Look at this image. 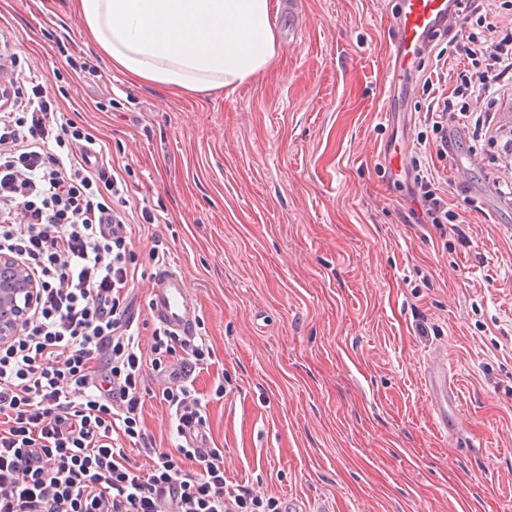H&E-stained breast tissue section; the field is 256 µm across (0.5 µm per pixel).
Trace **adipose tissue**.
Returning a JSON list of instances; mask_svg holds the SVG:
<instances>
[{
  "label": "adipose tissue",
  "instance_id": "1",
  "mask_svg": "<svg viewBox=\"0 0 512 512\" xmlns=\"http://www.w3.org/2000/svg\"><path fill=\"white\" fill-rule=\"evenodd\" d=\"M85 33L131 79L180 92L238 86L276 63L279 0H77Z\"/></svg>",
  "mask_w": 512,
  "mask_h": 512
}]
</instances>
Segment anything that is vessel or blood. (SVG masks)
<instances>
[{"mask_svg":"<svg viewBox=\"0 0 512 512\" xmlns=\"http://www.w3.org/2000/svg\"><path fill=\"white\" fill-rule=\"evenodd\" d=\"M458 18L448 8V0H397L393 18L395 36L390 51L397 69H405L416 56L424 53L431 35L456 27ZM149 312L152 319L176 336L196 333L197 315L188 300V288L180 270L167 264L157 265L150 289ZM426 392L435 419L448 428V407L456 403L458 391L448 375L447 362L431 361L424 374Z\"/></svg>","mask_w":512,"mask_h":512,"instance_id":"vessel-or-blood-1","label":"vessel or blood"}]
</instances>
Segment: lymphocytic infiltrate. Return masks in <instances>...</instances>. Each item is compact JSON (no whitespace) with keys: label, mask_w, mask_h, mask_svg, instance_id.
<instances>
[{"label":"lymphocytic infiltrate","mask_w":512,"mask_h":512,"mask_svg":"<svg viewBox=\"0 0 512 512\" xmlns=\"http://www.w3.org/2000/svg\"><path fill=\"white\" fill-rule=\"evenodd\" d=\"M449 3L461 20L476 16L486 26L411 64L427 88L447 81L449 56L482 66L427 110L434 137L416 143L405 185L412 215L439 227L454 216L442 189L443 171L456 163L449 128L468 118L489 134L486 101L512 91L504 82L512 35L496 20L497 0ZM92 141L28 84L10 32L0 29V254L38 285L19 336L0 344V512H282L278 498L227 485L222 449L184 443L169 451L144 432L147 369L179 350L200 365L211 350L158 326L143 353L133 328L132 227L122 212L128 185L107 160L91 158ZM161 396L176 435L205 427L207 405L192 382ZM131 444L149 458L147 470L133 463Z\"/></svg>","instance_id":"obj_1"}]
</instances>
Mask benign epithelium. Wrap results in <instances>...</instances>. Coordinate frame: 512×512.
<instances>
[{"label": "benign epithelium", "mask_w": 512, "mask_h": 512, "mask_svg": "<svg viewBox=\"0 0 512 512\" xmlns=\"http://www.w3.org/2000/svg\"><path fill=\"white\" fill-rule=\"evenodd\" d=\"M37 288L19 263L0 256V343L20 332L23 321L35 305Z\"/></svg>", "instance_id": "obj_1"}]
</instances>
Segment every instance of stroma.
<instances>
[{"mask_svg":"<svg viewBox=\"0 0 512 512\" xmlns=\"http://www.w3.org/2000/svg\"><path fill=\"white\" fill-rule=\"evenodd\" d=\"M395 2L280 0L276 67L204 94L131 84L73 0H0V28L125 170L142 348L153 250L186 278L215 352L195 387L227 483L305 512H512V202L496 188L512 170L473 125L455 127L462 232L413 222L394 179L429 99L418 81L384 85ZM394 149L403 165L385 159ZM439 349L461 390L446 434L423 381ZM169 384L149 373L142 409L164 448Z\"/></svg>","mask_w":512,"mask_h":512,"instance_id":"1","label":"stroma"}]
</instances>
